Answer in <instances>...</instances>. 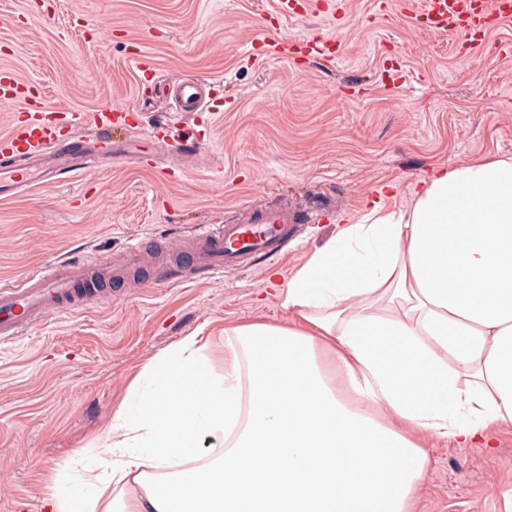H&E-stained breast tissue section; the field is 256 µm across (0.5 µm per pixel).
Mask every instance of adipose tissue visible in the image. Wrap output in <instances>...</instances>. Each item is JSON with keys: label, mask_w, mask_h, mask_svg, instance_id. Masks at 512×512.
I'll return each instance as SVG.
<instances>
[{"label": "adipose tissue", "mask_w": 512, "mask_h": 512, "mask_svg": "<svg viewBox=\"0 0 512 512\" xmlns=\"http://www.w3.org/2000/svg\"><path fill=\"white\" fill-rule=\"evenodd\" d=\"M283 306L290 324L219 329L223 372L198 333L146 366L52 512H409L421 436L512 424V158L342 225Z\"/></svg>", "instance_id": "1"}]
</instances>
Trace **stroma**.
Returning <instances> with one entry per match:
<instances>
[{"label":"stroma","mask_w":512,"mask_h":512,"mask_svg":"<svg viewBox=\"0 0 512 512\" xmlns=\"http://www.w3.org/2000/svg\"><path fill=\"white\" fill-rule=\"evenodd\" d=\"M423 0L377 13L344 0V17L288 0H0V71L23 85L0 106V136L43 109L116 113L113 140L174 133L200 155L159 149L0 199V279L63 255L123 265L131 244L159 242L109 298L51 315L0 343V512H46L59 471L78 478L91 441L152 359L202 327L284 324L289 279L338 225L372 201L405 211L441 167L512 157V22L482 58L411 19ZM335 40L340 58L292 65L273 41ZM206 84L202 112H178L168 84ZM254 207L298 213L275 258L199 281L159 275L199 224L243 220ZM492 448L429 441L413 512H497L491 482L512 470V425Z\"/></svg>","instance_id":"1"}]
</instances>
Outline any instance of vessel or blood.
Instances as JSON below:
<instances>
[{
    "label": "vessel or blood",
    "mask_w": 512,
    "mask_h": 512,
    "mask_svg": "<svg viewBox=\"0 0 512 512\" xmlns=\"http://www.w3.org/2000/svg\"><path fill=\"white\" fill-rule=\"evenodd\" d=\"M421 28L461 35L467 56H480L491 32L512 20V0H426L413 13ZM178 107L198 111L201 90L193 83L174 88ZM138 143L111 144L109 150L85 149L78 140L62 142L52 114H37L15 132L0 136V196L32 184L37 175L96 169L108 161L139 153ZM294 212L280 208L253 211L242 223L201 225L194 229V261L171 274L178 282L199 274L218 273L251 257L276 252L288 238ZM118 271L97 263L62 257L49 269L29 272L16 283H0V342L14 339L51 313L65 314L109 295Z\"/></svg>",
    "instance_id": "obj_1"
}]
</instances>
